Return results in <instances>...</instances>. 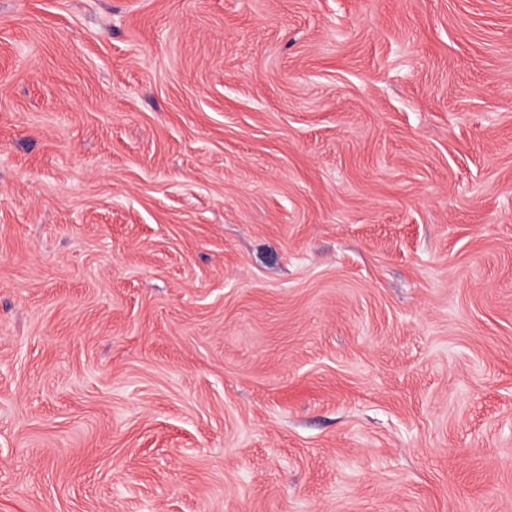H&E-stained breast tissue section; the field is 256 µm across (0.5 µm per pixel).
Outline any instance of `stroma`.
Masks as SVG:
<instances>
[{"label":"stroma","instance_id":"obj_1","mask_svg":"<svg viewBox=\"0 0 512 512\" xmlns=\"http://www.w3.org/2000/svg\"><path fill=\"white\" fill-rule=\"evenodd\" d=\"M0 512H512V0H0Z\"/></svg>","mask_w":512,"mask_h":512}]
</instances>
